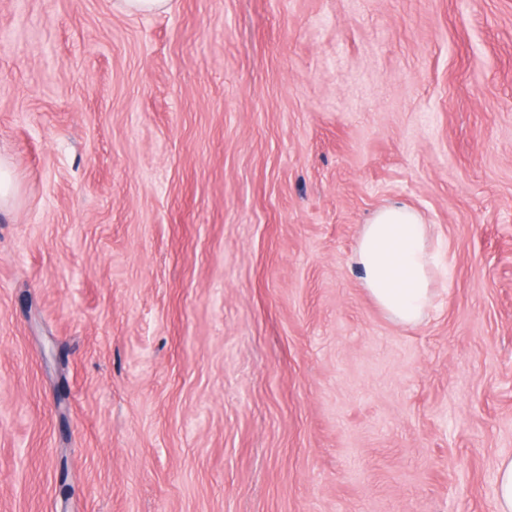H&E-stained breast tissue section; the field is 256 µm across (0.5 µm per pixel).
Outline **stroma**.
<instances>
[{"mask_svg": "<svg viewBox=\"0 0 512 512\" xmlns=\"http://www.w3.org/2000/svg\"><path fill=\"white\" fill-rule=\"evenodd\" d=\"M0 0V512H493L512 0ZM438 250L403 326L354 250ZM112 5L123 13H157L166 11L170 0H115ZM16 195V181L11 165L0 156V209L12 204ZM354 256L378 307L398 324L421 323L432 300L435 255L420 215L407 206L380 208L363 226Z\"/></svg>", "mask_w": 512, "mask_h": 512, "instance_id": "stroma-1", "label": "stroma"}]
</instances>
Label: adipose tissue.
Masks as SVG:
<instances>
[{
	"label": "adipose tissue",
	"instance_id": "adipose-tissue-1",
	"mask_svg": "<svg viewBox=\"0 0 512 512\" xmlns=\"http://www.w3.org/2000/svg\"><path fill=\"white\" fill-rule=\"evenodd\" d=\"M354 256L378 307L396 323H421L432 300L435 255L420 215L407 206L380 208L364 225Z\"/></svg>",
	"mask_w": 512,
	"mask_h": 512
}]
</instances>
